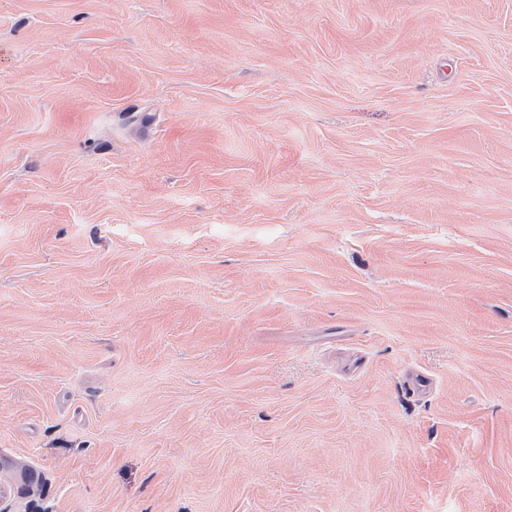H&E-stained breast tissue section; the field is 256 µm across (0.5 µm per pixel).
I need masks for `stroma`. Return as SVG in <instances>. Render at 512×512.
Returning a JSON list of instances; mask_svg holds the SVG:
<instances>
[{
  "instance_id": "stroma-1",
  "label": "stroma",
  "mask_w": 512,
  "mask_h": 512,
  "mask_svg": "<svg viewBox=\"0 0 512 512\" xmlns=\"http://www.w3.org/2000/svg\"><path fill=\"white\" fill-rule=\"evenodd\" d=\"M0 512H512V0H0Z\"/></svg>"
}]
</instances>
